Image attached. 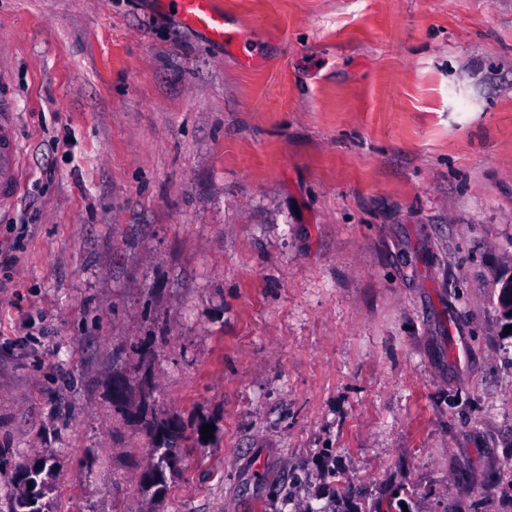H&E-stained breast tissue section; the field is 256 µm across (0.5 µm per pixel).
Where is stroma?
<instances>
[{"label":"stroma","mask_w":512,"mask_h":512,"mask_svg":"<svg viewBox=\"0 0 512 512\" xmlns=\"http://www.w3.org/2000/svg\"><path fill=\"white\" fill-rule=\"evenodd\" d=\"M215 2L259 65L159 0H0V512L36 456L57 512H512V0ZM153 338L148 416L214 428L158 501L110 398ZM24 178L23 148L14 113H0V215L18 199Z\"/></svg>","instance_id":"35a3bbf8"}]
</instances>
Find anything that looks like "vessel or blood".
Instances as JSON below:
<instances>
[{"label":"vessel or blood","mask_w":512,"mask_h":512,"mask_svg":"<svg viewBox=\"0 0 512 512\" xmlns=\"http://www.w3.org/2000/svg\"><path fill=\"white\" fill-rule=\"evenodd\" d=\"M181 22L190 30L204 34L217 45H230L241 53L246 66L258 63L254 39L228 26L226 15L213 5V0H174ZM24 178L23 148L13 113H0V214L18 199Z\"/></svg>","instance_id":"b4317fda"}]
</instances>
